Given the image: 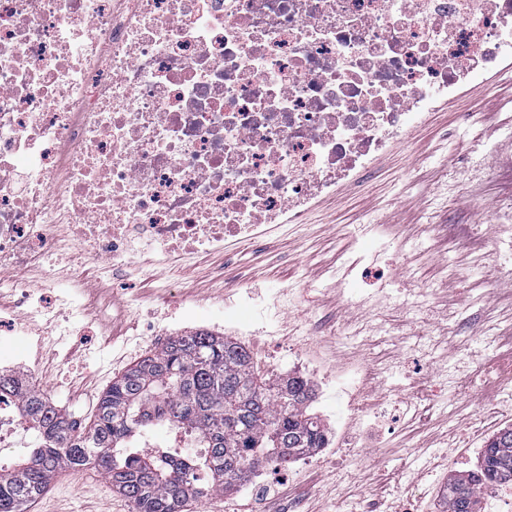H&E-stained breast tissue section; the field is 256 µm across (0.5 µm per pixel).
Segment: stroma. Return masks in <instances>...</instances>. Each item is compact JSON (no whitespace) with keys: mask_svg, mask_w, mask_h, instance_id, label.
<instances>
[{"mask_svg":"<svg viewBox=\"0 0 512 512\" xmlns=\"http://www.w3.org/2000/svg\"><path fill=\"white\" fill-rule=\"evenodd\" d=\"M485 161L480 181L448 186L452 170ZM512 197V69L474 81L449 98L384 157L375 172L343 186L299 225H269L257 243L153 265L136 258L129 281L103 277L100 266L75 269L85 294H111L124 311L88 345L75 337H26L40 344L39 385L47 398L89 422L85 398L170 337L205 330L251 354L258 371L311 380L309 407L331 435L310 459L285 472L260 471L275 493L258 512L300 499L305 512H438L450 474L471 470L487 440L512 428V380L490 381L482 336H498L495 354L512 359V236L489 227L497 201ZM500 261L483 265L486 251ZM288 304L270 325L225 324L216 306L246 297ZM340 327L337 348L321 336ZM476 356L467 394L448 385L464 336ZM353 359L374 376L375 414L341 422L336 390L323 372ZM442 391L439 405L427 392ZM27 512H133L127 498L93 469L66 470Z\"/></svg>","mask_w":512,"mask_h":512,"instance_id":"stroma-1","label":"stroma"}]
</instances>
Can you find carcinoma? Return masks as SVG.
<instances>
[{
    "mask_svg": "<svg viewBox=\"0 0 512 512\" xmlns=\"http://www.w3.org/2000/svg\"><path fill=\"white\" fill-rule=\"evenodd\" d=\"M35 437L17 462L0 468V512H24L65 469L95 468L135 512H184L241 480L256 458L286 465L328 445V430L309 412L313 386L303 376L263 377L249 352L222 336H174L99 397L88 427L44 395L0 378ZM187 438L184 448L153 456L139 440L153 426ZM512 484V429L488 440L475 469L448 476L444 512H482L485 493Z\"/></svg>",
    "mask_w": 512,
    "mask_h": 512,
    "instance_id": "obj_1",
    "label": "carcinoma"
}]
</instances>
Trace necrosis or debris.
Masks as SVG:
<instances>
[{"label": "necrosis or debris", "instance_id": "4bbe7bcc", "mask_svg": "<svg viewBox=\"0 0 512 512\" xmlns=\"http://www.w3.org/2000/svg\"><path fill=\"white\" fill-rule=\"evenodd\" d=\"M511 63L512 0H0V373H35L15 349L47 228L110 271L254 241ZM336 384L371 412L362 368Z\"/></svg>", "mask_w": 512, "mask_h": 512}]
</instances>
